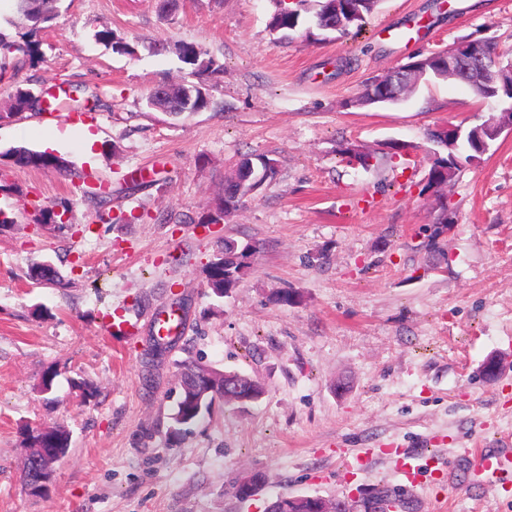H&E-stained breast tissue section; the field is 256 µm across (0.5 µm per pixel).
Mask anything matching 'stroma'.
Here are the masks:
<instances>
[{"label": "stroma", "instance_id": "1", "mask_svg": "<svg viewBox=\"0 0 512 512\" xmlns=\"http://www.w3.org/2000/svg\"><path fill=\"white\" fill-rule=\"evenodd\" d=\"M11 4L0 0V33L33 45L0 57V112L19 87L48 99L80 87L104 106L0 121V211L11 219L0 228V512H266L282 495L365 512L381 491L402 512H512V485H480L464 454L512 449V134L461 162L439 227L426 134L480 124L474 89L448 80L393 106L354 105L367 81L467 37L512 54V0H382L358 36L322 41L277 39L271 0H176L169 11L62 0L37 30ZM402 24L407 37H379ZM105 28L131 53L96 41ZM158 42L166 52H151ZM182 43L223 67L204 80L208 108L186 119L145 105L152 88L187 77ZM85 126L88 154L76 146ZM56 132L69 138L60 154L72 176L4 156L44 150ZM395 143L407 150L393 158ZM347 145L378 163H347ZM248 154L275 159L276 178L223 223H200ZM86 173L111 185L110 200L82 196ZM41 209L64 223L37 224ZM108 211L118 222L99 221ZM226 239L260 251L219 298L206 268ZM42 261L65 287L29 278ZM284 290L293 300L277 304ZM175 302L182 338L153 355V321ZM117 306L135 326L125 338L102 323ZM492 356L504 360L493 379ZM186 360L249 374L266 393L216 404L171 439ZM52 426L70 447L39 497L22 480L25 431ZM427 435L443 468L422 488L399 486L387 452ZM368 450L367 468L349 469ZM256 472L264 484L239 499L236 481Z\"/></svg>", "mask_w": 512, "mask_h": 512}]
</instances>
